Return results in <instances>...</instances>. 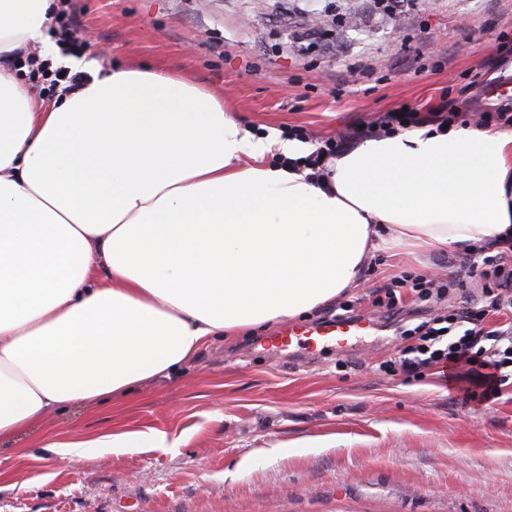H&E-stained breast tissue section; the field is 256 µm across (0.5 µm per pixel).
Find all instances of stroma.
Here are the masks:
<instances>
[{
    "mask_svg": "<svg viewBox=\"0 0 512 512\" xmlns=\"http://www.w3.org/2000/svg\"><path fill=\"white\" fill-rule=\"evenodd\" d=\"M358 4L354 27L347 0H74V18L89 38L86 78L176 68L254 128L315 146L392 110L445 107L473 127L512 100V0ZM465 260L378 255L362 287L300 317L321 322L351 302L372 328L347 349H266L277 323L206 343L134 404L50 412L35 435L0 443V512H512V385L481 404L441 366L411 381L381 368L429 305L405 288L386 311L376 286L425 273L447 282L444 310L483 304ZM149 429L180 447L76 464L33 445Z\"/></svg>",
    "mask_w": 512,
    "mask_h": 512,
    "instance_id": "35a3bbf8",
    "label": "stroma"
}]
</instances>
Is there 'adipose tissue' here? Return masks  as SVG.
Listing matches in <instances>:
<instances>
[{
  "label": "adipose tissue",
  "mask_w": 512,
  "mask_h": 512,
  "mask_svg": "<svg viewBox=\"0 0 512 512\" xmlns=\"http://www.w3.org/2000/svg\"><path fill=\"white\" fill-rule=\"evenodd\" d=\"M51 0H0V441L123 399L212 337L360 287L377 252L512 243V131L406 128L349 146L260 134L205 86L125 68L44 103L4 58L47 59ZM70 462L164 433L41 438Z\"/></svg>",
  "instance_id": "adipose-tissue-1"
}]
</instances>
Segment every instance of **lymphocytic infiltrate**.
<instances>
[{
  "label": "lymphocytic infiltrate",
  "instance_id": "1",
  "mask_svg": "<svg viewBox=\"0 0 512 512\" xmlns=\"http://www.w3.org/2000/svg\"><path fill=\"white\" fill-rule=\"evenodd\" d=\"M50 33L63 55L80 56L86 49L83 32L73 22L71 0H56L51 6ZM24 80L32 87H46L48 92H70L86 85V78L78 73H61L50 63L35 55L24 61ZM456 113L437 111L420 114L414 111L394 110L383 113L364 128H353L336 137L326 139L306 163L316 176H323L328 159L337 157L352 141L360 138H379L399 129L430 124L445 128L455 122ZM466 266L470 273L487 281L495 293L487 305L462 315H444L417 325L413 334L415 342L406 346L398 365L404 374L411 375L420 368L451 363L457 367V376L469 386L481 389L483 396L495 394L499 387L512 380V324L505 328L485 329L483 322L488 314H500L512 309V266L494 263L489 258L470 256ZM462 327V334H455V327Z\"/></svg>",
  "mask_w": 512,
  "mask_h": 512
}]
</instances>
